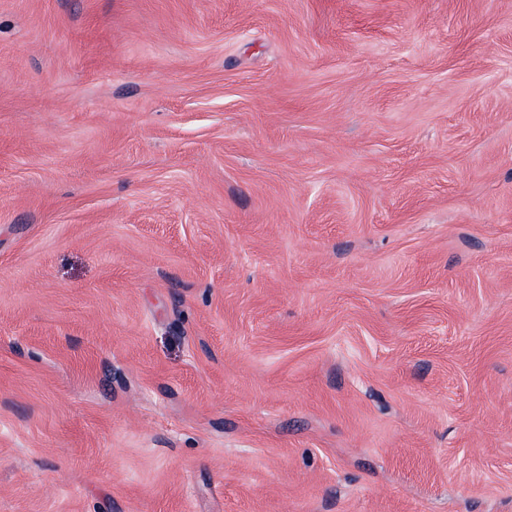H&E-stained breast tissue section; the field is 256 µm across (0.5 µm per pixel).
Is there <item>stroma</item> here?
I'll list each match as a JSON object with an SVG mask.
<instances>
[{
    "label": "stroma",
    "instance_id": "1",
    "mask_svg": "<svg viewBox=\"0 0 512 512\" xmlns=\"http://www.w3.org/2000/svg\"><path fill=\"white\" fill-rule=\"evenodd\" d=\"M0 512H512V0H0Z\"/></svg>",
    "mask_w": 512,
    "mask_h": 512
}]
</instances>
